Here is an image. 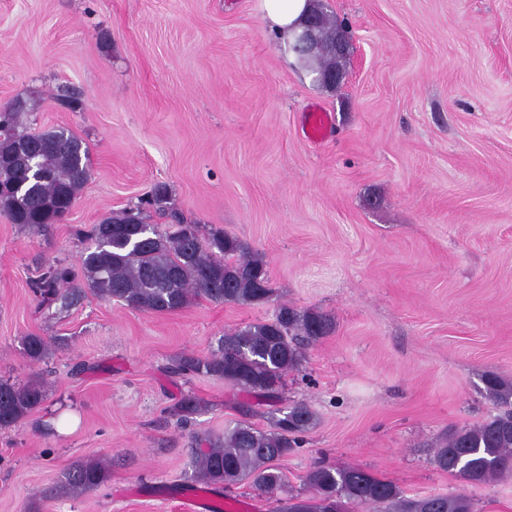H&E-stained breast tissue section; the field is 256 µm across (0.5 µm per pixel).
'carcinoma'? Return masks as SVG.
<instances>
[{"label": "carcinoma", "instance_id": "cac0c4a2", "mask_svg": "<svg viewBox=\"0 0 512 512\" xmlns=\"http://www.w3.org/2000/svg\"><path fill=\"white\" fill-rule=\"evenodd\" d=\"M321 47L301 61L308 70L342 71L346 56H336V22L320 19ZM91 173L88 146L65 127L39 132L23 126L17 112H0V211L13 224L44 229L61 223L74 206ZM162 229L146 222L138 208L115 213L95 225L93 246L81 256L82 278L72 268L51 265L31 283L42 306L68 307L85 291L104 300L153 313H172L202 296L213 302L262 305L271 300L267 264L242 240L216 229L201 233L200 225L171 215ZM331 317L299 310L286 303L272 318L237 327L224 334L216 351L205 358L181 356L172 370L178 375L204 374L245 392L253 405L269 406V428L239 420L222 436H198L192 450L196 482L206 486L247 484L272 497L285 491L279 461L299 447L301 435L316 424L306 403L277 408L284 378L299 369L304 346L329 333ZM22 353L33 363L48 352L44 337L22 338ZM485 396L493 413L467 427H450L435 442L434 465L455 478L481 485L512 478V384L496 376L484 378ZM43 385L0 381V427H10L45 400ZM203 409L193 394H184L172 408L185 428ZM106 470L98 461L74 464L57 484L63 495H81L99 487ZM278 512H473L461 495L412 498L391 481L361 466H313L300 492L279 499Z\"/></svg>", "mask_w": 512, "mask_h": 512}]
</instances>
